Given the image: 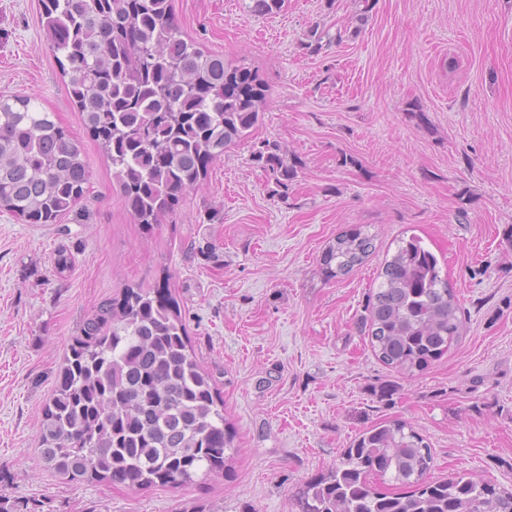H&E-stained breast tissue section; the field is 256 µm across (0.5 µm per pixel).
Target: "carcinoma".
<instances>
[{
	"mask_svg": "<svg viewBox=\"0 0 512 512\" xmlns=\"http://www.w3.org/2000/svg\"><path fill=\"white\" fill-rule=\"evenodd\" d=\"M54 52L69 63L70 95L112 164L123 203L149 230L231 143L259 121L266 85L183 38L171 0H40ZM346 31L313 28L318 54ZM251 161L288 195L298 174L275 141L252 144ZM79 146L30 97L0 95V211L54 224L87 190ZM376 249L375 235L342 232L322 259L328 280ZM194 252L219 261L216 244ZM370 292L364 333L375 355L402 374L421 371L463 336L464 321L436 257L413 235ZM41 458L70 482L173 490L222 473L236 452L224 403L197 363L167 283L128 286L103 301L72 337L42 409ZM431 448L412 426L390 421L345 449L336 467L293 494L296 512H512V488L462 474L426 480ZM375 474L395 491L370 481Z\"/></svg>",
	"mask_w": 512,
	"mask_h": 512,
	"instance_id": "1",
	"label": "carcinoma"
}]
</instances>
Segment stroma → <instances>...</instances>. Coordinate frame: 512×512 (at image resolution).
Returning a JSON list of instances; mask_svg holds the SVG:
<instances>
[{"instance_id":"obj_1","label":"stroma","mask_w":512,"mask_h":512,"mask_svg":"<svg viewBox=\"0 0 512 512\" xmlns=\"http://www.w3.org/2000/svg\"><path fill=\"white\" fill-rule=\"evenodd\" d=\"M249 2L172 0L184 37L257 70L268 92L250 137L146 230L71 100L39 0H0V94L54 113L89 170L57 223L0 213V495L43 512H295L293 488L392 420L430 445L431 479L512 487V0H376L360 26L357 0H284L272 15ZM314 27L346 35L313 54ZM264 139L301 163L287 197L251 161ZM361 225L375 253L324 280V248ZM411 235L447 274L465 333L407 376L378 360L362 319L388 250ZM202 239L219 262L193 253ZM62 247L75 263L60 275ZM161 281L224 398L232 467L176 491L66 481L40 438L68 343L121 288Z\"/></svg>"}]
</instances>
